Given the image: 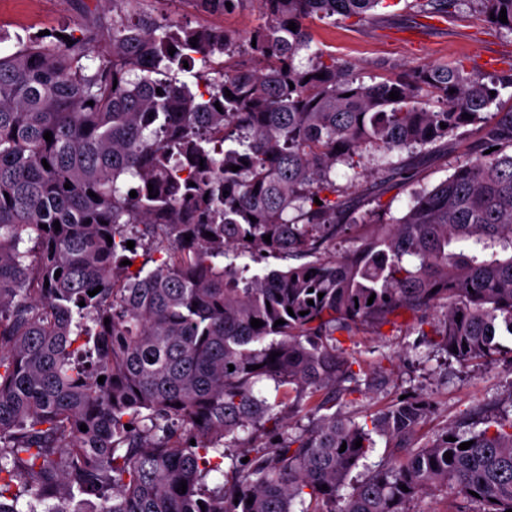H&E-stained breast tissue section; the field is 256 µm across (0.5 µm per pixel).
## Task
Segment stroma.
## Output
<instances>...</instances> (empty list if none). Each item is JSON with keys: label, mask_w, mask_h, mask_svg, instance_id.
Masks as SVG:
<instances>
[{"label": "stroma", "mask_w": 512, "mask_h": 512, "mask_svg": "<svg viewBox=\"0 0 512 512\" xmlns=\"http://www.w3.org/2000/svg\"><path fill=\"white\" fill-rule=\"evenodd\" d=\"M95 0H0V28L6 38L0 52L14 50L18 39L58 28L82 33L86 8ZM414 0H387L376 21L360 25L334 16L308 21L313 48L353 65L364 83L401 75L433 64L462 61L469 72L488 77L512 68V35L491 28L466 4L451 17L416 12ZM132 9L168 13L172 19L208 24L247 35L264 23L256 4L221 15L196 12L184 0H132ZM483 147L476 126L459 129L422 160L408 162L409 180L387 179L379 162H370V175L354 177L337 167L336 185L348 210L372 213L380 223L402 216L413 190L433 188L454 171L465 153ZM411 315L399 318L396 327L369 328L356 333L344 346L361 363L369 385L341 396L337 412L365 421L403 395L424 394L435 412L417 430V443L436 438L447 426L469 420L477 410L497 417H512V362L464 363L434 346L430 337L409 332Z\"/></svg>", "instance_id": "1"}]
</instances>
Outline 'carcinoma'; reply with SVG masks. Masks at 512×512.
<instances>
[{"mask_svg": "<svg viewBox=\"0 0 512 512\" xmlns=\"http://www.w3.org/2000/svg\"><path fill=\"white\" fill-rule=\"evenodd\" d=\"M466 1L512 34V0L415 4ZM97 2L112 18L74 44L61 29L0 54V512H409L437 491L450 512L512 509V418L418 446L425 396L363 423L333 411L361 391L340 336L406 312L459 361L512 354L495 341L512 336V112L483 116L512 74L441 63L365 84L311 50L307 19L361 24L384 0H256L266 22L246 37ZM240 55L255 67L228 65ZM471 124L491 153L391 223L334 199L336 165L413 159ZM262 252L296 263L249 273ZM303 411L312 423L291 428ZM379 438L398 453L348 482Z\"/></svg>", "mask_w": 512, "mask_h": 512, "instance_id": "obj_1", "label": "carcinoma"}]
</instances>
